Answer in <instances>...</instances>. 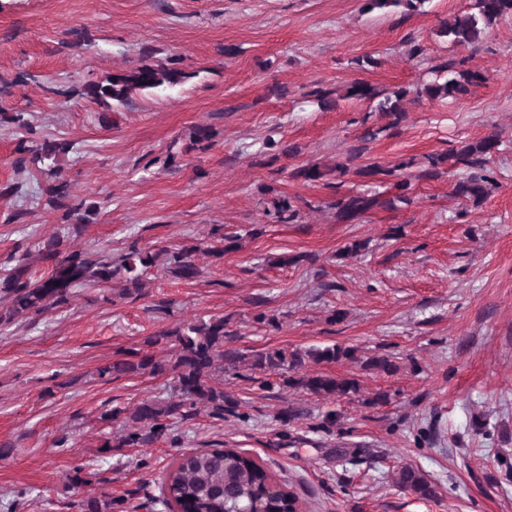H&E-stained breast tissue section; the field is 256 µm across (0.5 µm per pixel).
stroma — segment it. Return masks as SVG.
<instances>
[{
  "label": "stroma",
  "instance_id": "stroma-1",
  "mask_svg": "<svg viewBox=\"0 0 512 512\" xmlns=\"http://www.w3.org/2000/svg\"><path fill=\"white\" fill-rule=\"evenodd\" d=\"M474 2L369 12L366 0H0V111L24 113L39 138L71 141L58 161L69 201L96 206L81 233L68 230L45 203L44 173L16 165L25 130L0 121V274L56 235L65 251L115 258L192 247L201 270L185 281L157 266L138 299L120 298L115 281L0 324V501L77 512L90 491L112 497L113 512H161L168 466L220 444L258 457L305 512H512V16L475 46L439 34ZM146 47L155 64L179 59L187 79L109 110L83 96L86 81L135 66ZM448 59L483 81L458 99L410 94L398 115L309 98L356 80L411 91ZM201 127L214 131L205 146ZM491 135L494 183L476 207L453 196L463 171L445 155ZM270 138L290 154L275 155ZM432 155L444 158L440 174L421 178ZM339 163L347 174L334 172ZM371 163L403 165L412 204L337 220L330 201L384 191L383 176L358 173ZM309 164L327 176L296 177ZM277 199L299 206L295 222L278 221ZM224 236L233 248L208 255ZM355 243L359 254L342 257ZM212 316L226 323L228 349L339 344L393 354L398 368L320 364L359 384L337 400L228 372L223 419L202 408L172 438L117 447L123 424L103 413L168 397L173 381L102 378L99 367ZM153 352L173 348L161 338ZM287 407L298 417L285 423ZM331 411L336 426L311 432ZM402 465L426 475L433 499L395 485ZM77 471L86 488L73 487Z\"/></svg>",
  "mask_w": 512,
  "mask_h": 512
}]
</instances>
